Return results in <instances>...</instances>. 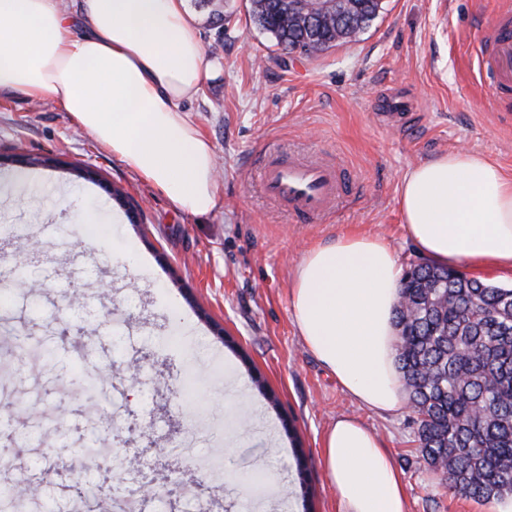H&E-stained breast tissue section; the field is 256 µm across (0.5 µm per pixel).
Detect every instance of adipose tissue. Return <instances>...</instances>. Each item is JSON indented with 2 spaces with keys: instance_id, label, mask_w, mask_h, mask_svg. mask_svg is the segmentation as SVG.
Returning a JSON list of instances; mask_svg holds the SVG:
<instances>
[{
  "instance_id": "obj_1",
  "label": "adipose tissue",
  "mask_w": 512,
  "mask_h": 512,
  "mask_svg": "<svg viewBox=\"0 0 512 512\" xmlns=\"http://www.w3.org/2000/svg\"><path fill=\"white\" fill-rule=\"evenodd\" d=\"M0 0V94L53 101L180 211L222 200L210 140L190 118L218 67L185 0ZM407 237L432 264L512 274V177L458 150L408 170L398 192ZM402 267L390 243L344 233L307 250L291 288L308 349L360 406H408L397 359ZM339 512H406L391 453L362 420L340 416L322 437Z\"/></svg>"
}]
</instances>
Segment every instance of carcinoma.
<instances>
[{"mask_svg":"<svg viewBox=\"0 0 512 512\" xmlns=\"http://www.w3.org/2000/svg\"><path fill=\"white\" fill-rule=\"evenodd\" d=\"M282 4L251 0L250 16L276 45L307 38L317 52L357 39L376 9L357 0L352 25L325 20L311 32L288 21ZM395 314L422 458L455 496L511 495L512 288L416 264L404 273Z\"/></svg>","mask_w":512,"mask_h":512,"instance_id":"carcinoma-1","label":"carcinoma"}]
</instances>
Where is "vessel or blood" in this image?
I'll return each mask as SVG.
<instances>
[{
    "label": "vessel or blood",
    "mask_w": 512,
    "mask_h": 512,
    "mask_svg": "<svg viewBox=\"0 0 512 512\" xmlns=\"http://www.w3.org/2000/svg\"><path fill=\"white\" fill-rule=\"evenodd\" d=\"M496 30L481 44L479 58L497 96L512 97V15L498 14ZM264 196L289 216L310 223L332 212L344 194L338 171L318 158L266 155L259 162Z\"/></svg>",
    "instance_id": "b4317fda"
}]
</instances>
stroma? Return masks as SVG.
<instances>
[{"mask_svg":"<svg viewBox=\"0 0 512 512\" xmlns=\"http://www.w3.org/2000/svg\"><path fill=\"white\" fill-rule=\"evenodd\" d=\"M499 0H383L357 40L310 58L276 46L248 0H186L208 57L224 72L192 103L222 177L221 205L204 216L170 200L112 157L67 112L21 94L0 96V155L61 156L31 177L0 166V273L25 264L36 285L0 316V486L18 471L44 497L72 499L81 471L70 449H119L111 466L120 499L74 498L80 512H126L143 482L180 483L153 512H339L321 440L337 416L360 417L382 438L405 484L407 512H484L448 494L417 450L412 410L359 407L305 349L291 308L303 252L346 231L378 233L402 268L423 260L402 227L403 175L434 156L477 151L512 175V106L499 110L474 58ZM412 108L390 123L375 114L389 95ZM302 154L342 169L348 189L323 221L300 224L264 198L263 152ZM99 170L140 207L123 206L78 167ZM94 212L96 229L83 227ZM80 290L85 300L68 305ZM92 348L109 372L90 416L87 395L64 379L89 378L70 353ZM45 359L32 363V349ZM138 362V381L124 372ZM195 454L186 456L184 441ZM307 457L300 481L295 447Z\"/></svg>","mask_w":512,"mask_h":512,"instance_id":"1","label":"stroma"}]
</instances>
